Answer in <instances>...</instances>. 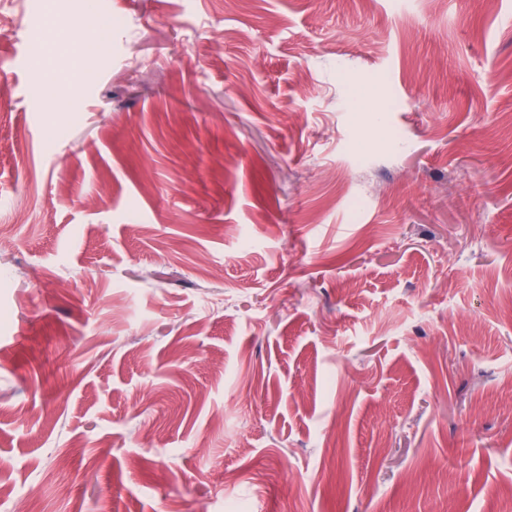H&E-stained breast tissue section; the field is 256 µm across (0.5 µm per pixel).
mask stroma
Instances as JSON below:
<instances>
[{"mask_svg":"<svg viewBox=\"0 0 512 512\" xmlns=\"http://www.w3.org/2000/svg\"><path fill=\"white\" fill-rule=\"evenodd\" d=\"M46 1L0 0V512H507L512 0Z\"/></svg>","mask_w":512,"mask_h":512,"instance_id":"35a3bbf8","label":"stroma"}]
</instances>
